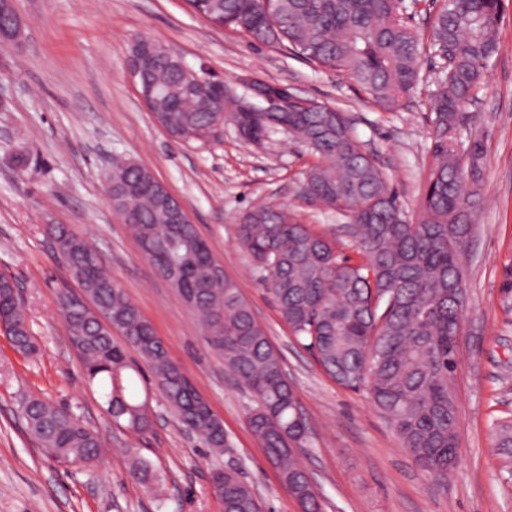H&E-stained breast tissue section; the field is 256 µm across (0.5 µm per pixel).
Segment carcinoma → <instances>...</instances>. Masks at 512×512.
<instances>
[{"label":"carcinoma","mask_w":512,"mask_h":512,"mask_svg":"<svg viewBox=\"0 0 512 512\" xmlns=\"http://www.w3.org/2000/svg\"><path fill=\"white\" fill-rule=\"evenodd\" d=\"M203 18L259 43L288 47L305 61L355 81L380 107L408 99L420 79L422 35L405 16L411 0H188ZM500 0H446L430 26L429 50L450 48L441 65L432 102V162L416 219L407 217L373 157L363 151L344 113L328 105L294 101L286 112H254L236 94L219 99L211 87L192 85L177 52L156 51L147 61L150 98L159 122L183 142H200L230 118L241 136L260 143L281 134L318 158L299 194L327 209L353 214L351 247L342 255L337 240L300 223L288 206H260L246 212L238 238L253 270L276 302L296 340L312 352L338 385L365 391L390 422L403 447L423 470L448 482L457 465V395L451 374L459 364L458 323L468 303L461 256L472 234L471 212L485 203L480 190L483 146L476 139L462 160L456 143L460 112L478 97L485 70L498 50ZM112 209L158 271L175 265L187 290L197 296L194 311L209 347L254 394L248 425L294 490L305 512H320L316 489L296 457L307 442L308 425L299 410L282 360L256 320L237 283L220 276L213 253L192 224H177L155 196L161 183L143 166L122 161L111 168ZM57 252L67 257L70 276L90 297L73 333V319L61 308L67 332L85 376L98 387L105 411L135 432L151 427L138 401L127 349L151 368L158 387L185 427L207 445H227L221 419L198 398L195 385L169 360L151 323L130 301L97 252L65 226L53 231ZM13 280L0 274V322L10 327L15 348L27 353L34 342L21 306L11 298ZM124 338L120 343L112 331ZM29 434L56 459L90 468L103 443L80 416L39 399L21 407ZM139 482L157 481L150 462L133 459ZM224 512H262L253 489L232 470L214 474Z\"/></svg>","instance_id":"1"}]
</instances>
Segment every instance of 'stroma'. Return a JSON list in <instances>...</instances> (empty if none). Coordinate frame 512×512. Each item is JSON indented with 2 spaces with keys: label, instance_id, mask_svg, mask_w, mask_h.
I'll list each match as a JSON object with an SVG mask.
<instances>
[{
  "label": "stroma",
  "instance_id": "35a3bbf8",
  "mask_svg": "<svg viewBox=\"0 0 512 512\" xmlns=\"http://www.w3.org/2000/svg\"><path fill=\"white\" fill-rule=\"evenodd\" d=\"M25 24L19 49L0 48V273L15 277L37 349L17 352L0 331V512H221L215 469H236L266 512H301L248 426L252 393L204 342L193 310L144 260L113 211L105 173L121 155L149 168L185 207L224 273L235 280L283 359L309 427L299 456L321 512H512V454L496 431L512 420V0H501L498 52L459 144H483L484 208L464 256L468 307L456 374L459 462L448 483L424 472L366 392L330 378L293 336L238 240L243 213L288 205L332 238L344 217L298 197L317 161L300 143L243 140L232 122L207 142H178L148 111L126 63L147 35L230 85L252 77L285 85L345 112L405 210L417 214L433 151L431 100L439 60L421 53L413 97L384 111L353 80L208 23L187 0H16ZM62 224L89 242L153 325L172 362L224 422L229 446L206 447L169 408L149 370L136 384L152 427L112 421L86 382L59 313L62 290L78 291L46 228ZM65 408L99 433L107 453L91 468L57 462L28 433L27 397ZM148 459L152 487L137 482L133 455Z\"/></svg>",
  "mask_w": 512,
  "mask_h": 512
}]
</instances>
